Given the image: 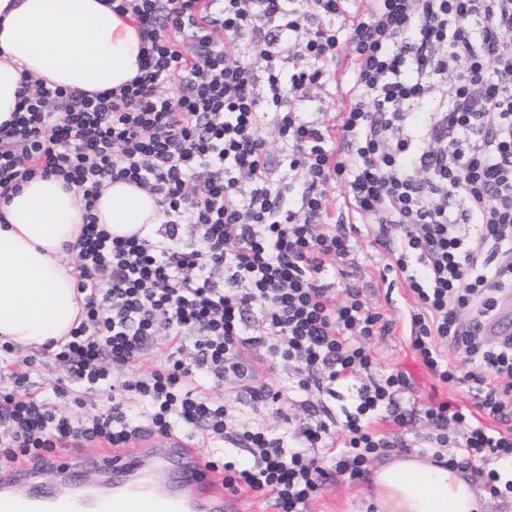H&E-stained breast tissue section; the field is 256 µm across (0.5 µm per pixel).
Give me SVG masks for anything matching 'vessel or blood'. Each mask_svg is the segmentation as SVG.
Segmentation results:
<instances>
[{
  "label": "vessel or blood",
  "instance_id": "1",
  "mask_svg": "<svg viewBox=\"0 0 512 512\" xmlns=\"http://www.w3.org/2000/svg\"><path fill=\"white\" fill-rule=\"evenodd\" d=\"M89 464L111 476V506L84 494L82 470ZM53 470V481L1 474L0 512H239L240 496L225 488L223 472L208 468L189 441L175 436L152 450L140 445L73 455Z\"/></svg>",
  "mask_w": 512,
  "mask_h": 512
}]
</instances>
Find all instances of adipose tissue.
<instances>
[{
    "mask_svg": "<svg viewBox=\"0 0 512 512\" xmlns=\"http://www.w3.org/2000/svg\"><path fill=\"white\" fill-rule=\"evenodd\" d=\"M136 26L107 0H0V122L18 104L23 74L71 90L116 88L138 73ZM0 339L27 349L70 331L82 311L73 269L64 260L82 225V202L55 178H35L0 204ZM99 224L129 236L160 221L154 195L124 181L98 198ZM384 512H479L471 482L417 457L375 470Z\"/></svg>",
    "mask_w": 512,
    "mask_h": 512,
    "instance_id": "ef3b65f1",
    "label": "adipose tissue"
}]
</instances>
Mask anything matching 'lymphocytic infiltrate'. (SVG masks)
Here are the masks:
<instances>
[{"label":"lymphocytic infiltrate","mask_w":512,"mask_h":512,"mask_svg":"<svg viewBox=\"0 0 512 512\" xmlns=\"http://www.w3.org/2000/svg\"><path fill=\"white\" fill-rule=\"evenodd\" d=\"M110 3L140 29L139 75L92 94L24 79L0 123V200L53 176L84 203L67 248L84 316L55 354L65 377L36 394L33 359L0 344V468L179 436L223 454L226 488L304 512L332 475L361 477L422 439L436 462L486 475L492 496L511 489L490 464L512 462V336L483 335L512 297V0H371L344 29L332 20L349 0ZM344 52L354 66L339 121L291 110L334 80ZM273 135L301 177L297 202L272 177ZM110 181L157 195L154 235L98 224ZM338 190L409 292L402 321L333 286L353 249L330 215ZM397 327L439 383H472L476 410L430 401L419 437L413 379L381 368L371 346ZM160 335L171 353L142 371ZM253 353L271 370L291 363L287 386H254ZM228 380L241 404L344 389L351 407L334 431L301 401L280 431L229 411L212 393ZM88 393L101 407L74 418Z\"/></svg>","instance_id":"1"}]
</instances>
